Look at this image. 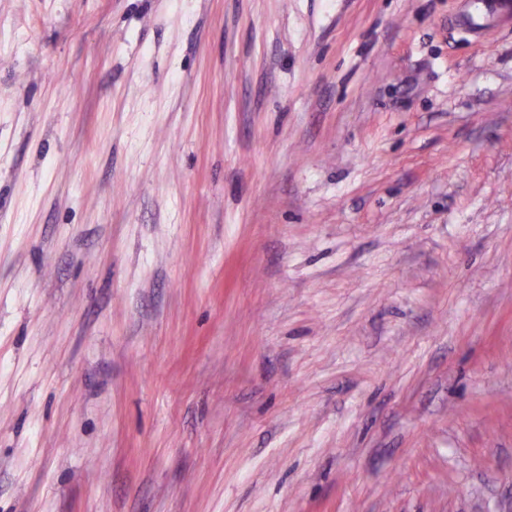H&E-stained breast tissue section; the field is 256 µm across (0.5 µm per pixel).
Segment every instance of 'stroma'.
Returning a JSON list of instances; mask_svg holds the SVG:
<instances>
[{
  "label": "stroma",
  "instance_id": "35a3bbf8",
  "mask_svg": "<svg viewBox=\"0 0 512 512\" xmlns=\"http://www.w3.org/2000/svg\"><path fill=\"white\" fill-rule=\"evenodd\" d=\"M0 0V512H512V16Z\"/></svg>",
  "mask_w": 512,
  "mask_h": 512
}]
</instances>
